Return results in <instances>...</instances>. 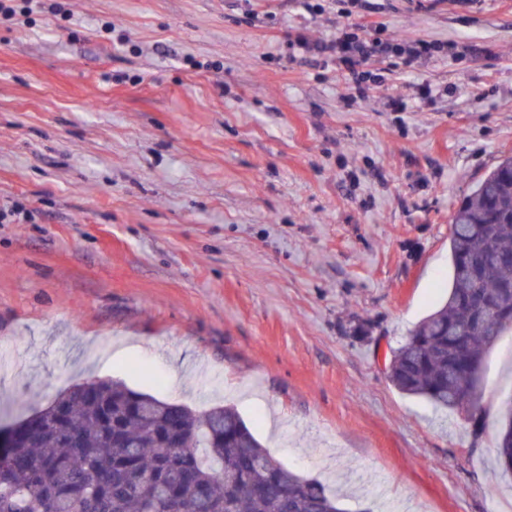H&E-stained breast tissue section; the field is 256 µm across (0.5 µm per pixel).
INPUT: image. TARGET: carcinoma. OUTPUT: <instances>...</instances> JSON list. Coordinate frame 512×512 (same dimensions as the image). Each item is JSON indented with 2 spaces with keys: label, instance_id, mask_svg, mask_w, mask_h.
<instances>
[{
  "label": "carcinoma",
  "instance_id": "cac0c4a2",
  "mask_svg": "<svg viewBox=\"0 0 512 512\" xmlns=\"http://www.w3.org/2000/svg\"><path fill=\"white\" fill-rule=\"evenodd\" d=\"M448 300L392 352L401 393L484 412L485 352L512 330V156L452 217ZM497 464L512 470V401ZM0 460V512H345L314 479L285 467L232 407L203 412L90 379L21 421Z\"/></svg>",
  "mask_w": 512,
  "mask_h": 512
}]
</instances>
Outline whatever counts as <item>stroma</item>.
I'll list each match as a JSON object with an SVG mask.
<instances>
[{"mask_svg":"<svg viewBox=\"0 0 512 512\" xmlns=\"http://www.w3.org/2000/svg\"><path fill=\"white\" fill-rule=\"evenodd\" d=\"M7 2L0 424L119 380L233 406L347 512H512V332L476 435L385 374L447 298L454 210L512 154V0H374L370 37L450 49L374 57L356 101L290 47L344 24L304 0ZM506 424L497 446V464L505 472L512 470V400L508 403Z\"/></svg>","mask_w":512,"mask_h":512,"instance_id":"1","label":"stroma"}]
</instances>
